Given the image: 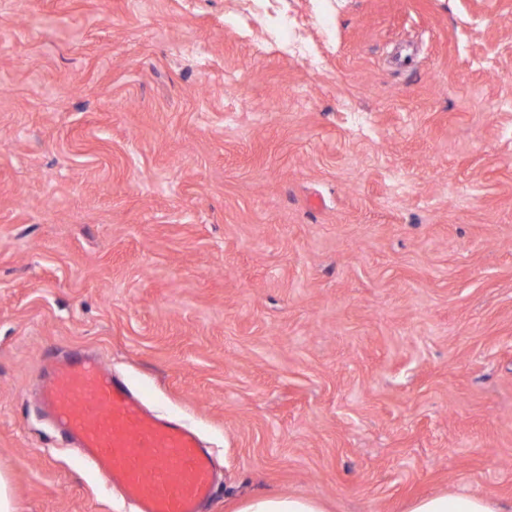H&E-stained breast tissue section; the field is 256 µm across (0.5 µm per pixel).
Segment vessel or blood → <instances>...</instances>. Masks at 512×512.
Returning <instances> with one entry per match:
<instances>
[{
  "label": "vessel or blood",
  "mask_w": 512,
  "mask_h": 512,
  "mask_svg": "<svg viewBox=\"0 0 512 512\" xmlns=\"http://www.w3.org/2000/svg\"><path fill=\"white\" fill-rule=\"evenodd\" d=\"M40 401L71 452L139 512H203L212 498L213 457L197 434L150 412L97 358L76 351L50 359Z\"/></svg>",
  "instance_id": "1"
}]
</instances>
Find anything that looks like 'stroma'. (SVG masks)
<instances>
[{
	"mask_svg": "<svg viewBox=\"0 0 512 512\" xmlns=\"http://www.w3.org/2000/svg\"><path fill=\"white\" fill-rule=\"evenodd\" d=\"M76 347L211 449L207 512L511 502L512 0H0L17 512H135L37 409ZM236 512H326L317 499L302 495L260 494L244 502ZM512 502L502 503L477 494L435 495L413 500L407 512H511Z\"/></svg>",
	"mask_w": 512,
	"mask_h": 512,
	"instance_id": "35a3bbf8",
	"label": "stroma"
}]
</instances>
